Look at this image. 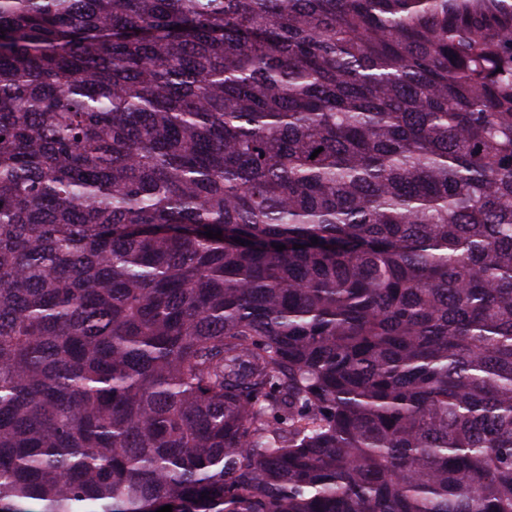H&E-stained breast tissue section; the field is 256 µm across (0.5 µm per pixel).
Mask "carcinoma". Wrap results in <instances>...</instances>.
<instances>
[{
  "mask_svg": "<svg viewBox=\"0 0 512 512\" xmlns=\"http://www.w3.org/2000/svg\"><path fill=\"white\" fill-rule=\"evenodd\" d=\"M0 30V512H512V0Z\"/></svg>",
  "mask_w": 512,
  "mask_h": 512,
  "instance_id": "carcinoma-1",
  "label": "carcinoma"
}]
</instances>
